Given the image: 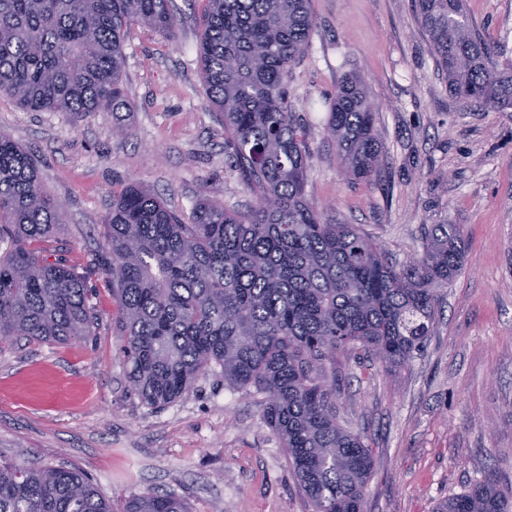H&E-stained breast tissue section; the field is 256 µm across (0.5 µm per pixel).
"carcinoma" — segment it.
Listing matches in <instances>:
<instances>
[{
  "label": "carcinoma",
  "instance_id": "1",
  "mask_svg": "<svg viewBox=\"0 0 512 512\" xmlns=\"http://www.w3.org/2000/svg\"><path fill=\"white\" fill-rule=\"evenodd\" d=\"M169 0H0V92L30 112L114 113L124 29L174 32ZM421 34L449 92L512 112V66L481 37L464 0H414ZM199 45L210 104L224 116L230 162L257 198L244 214L200 196L190 221L140 184L112 199L101 252L80 268L47 239L64 223L32 154L0 133V342L65 343L93 336L88 279L112 286V335L132 392L165 407L217 373L264 398L263 417L286 448L312 512H364L372 450L339 422L336 354L360 349L397 370L423 347L439 291L466 252L454 224L424 227L420 262L399 265L352 224L307 199L306 123L285 77L314 26L308 0H206ZM377 112L361 81L338 86L325 128L346 176L381 177ZM0 512H114L79 469L0 465ZM120 512H188L170 493H133ZM433 512H512L491 475Z\"/></svg>",
  "mask_w": 512,
  "mask_h": 512
}]
</instances>
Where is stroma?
<instances>
[{
  "mask_svg": "<svg viewBox=\"0 0 512 512\" xmlns=\"http://www.w3.org/2000/svg\"><path fill=\"white\" fill-rule=\"evenodd\" d=\"M203 7L171 0L170 36L127 28L129 111L77 118L0 95V132L30 150L43 189L62 206L56 238L72 264L97 252L112 197L131 182L185 218L203 194L242 213L255 206L203 91ZM309 8L314 28L286 82L309 130V201L401 263L422 255L427 224L459 225L466 249L461 273L441 290L431 336L407 366L386 371L360 350L338 358L341 415L373 453L366 512H433L490 471L510 487L512 112L467 107L449 93L413 0H310ZM467 8L512 60V0H467ZM346 74L379 109L388 168L378 181L343 175L324 128ZM90 284L102 318L96 335L0 344V462L81 469L117 505L158 491L183 497L191 512H309L261 397L215 375L163 408L130 393L112 294L103 274Z\"/></svg>",
  "mask_w": 512,
  "mask_h": 512,
  "instance_id": "stroma-1",
  "label": "stroma"
}]
</instances>
